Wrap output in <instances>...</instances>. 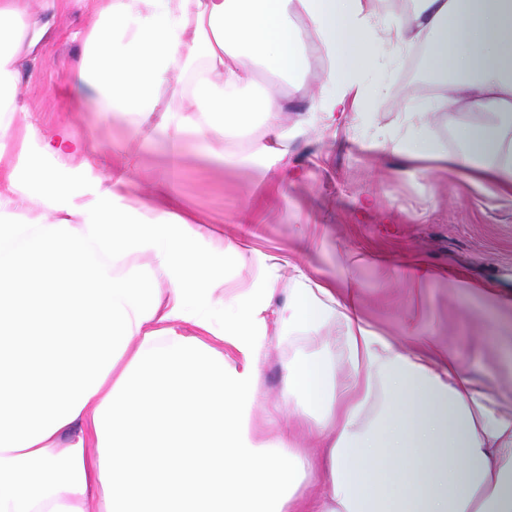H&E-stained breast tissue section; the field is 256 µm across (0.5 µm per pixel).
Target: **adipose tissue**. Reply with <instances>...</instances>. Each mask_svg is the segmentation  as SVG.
I'll use <instances>...</instances> for the list:
<instances>
[{
    "label": "adipose tissue",
    "instance_id": "obj_1",
    "mask_svg": "<svg viewBox=\"0 0 512 512\" xmlns=\"http://www.w3.org/2000/svg\"><path fill=\"white\" fill-rule=\"evenodd\" d=\"M378 2L98 0L71 85L77 120L47 138L18 96L48 27L31 0H0V512H512V411L456 350L427 334L417 350L395 346L356 315L349 282L300 269L272 309L273 256L256 287L215 298L233 243L142 199L134 159L106 173L88 157L120 116L131 138L161 132L178 152L190 133L222 159L259 113L268 136L254 154L287 166L301 129L281 126L274 95H254L256 66L291 78L317 41L328 68L316 110L331 126L365 113L387 37L427 44L424 65L449 92L373 147L412 174L455 170L512 193V0H411L396 17ZM451 105L494 117L462 127L457 152L427 131ZM57 212L68 221L51 222ZM130 255L148 268L114 278ZM272 317L338 330L289 355L285 374L323 453L289 427L253 428Z\"/></svg>",
    "mask_w": 512,
    "mask_h": 512
}]
</instances>
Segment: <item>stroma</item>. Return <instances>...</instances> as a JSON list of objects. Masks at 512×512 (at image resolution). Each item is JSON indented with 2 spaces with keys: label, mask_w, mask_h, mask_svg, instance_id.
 Masks as SVG:
<instances>
[{
  "label": "stroma",
  "mask_w": 512,
  "mask_h": 512,
  "mask_svg": "<svg viewBox=\"0 0 512 512\" xmlns=\"http://www.w3.org/2000/svg\"><path fill=\"white\" fill-rule=\"evenodd\" d=\"M95 0H57L34 11L49 23L53 37L23 69L20 102L45 136H53L72 119L68 63L82 53ZM310 70L298 86L260 74L258 87L272 90L283 110L281 124L305 121L306 131L288 144L289 173L278 175L276 192L252 203L261 165L249 161L264 125L227 145L243 165L208 161L198 146L173 156L162 135L132 140L125 123L100 129L95 157L104 171L120 167L125 154L138 158L134 178L154 194L160 167L171 169L166 196L181 211L216 236L236 243L224 257V290L251 285L257 260L279 259L273 306L285 304L296 283L294 267L330 280H352L364 318L401 347H411L408 323L434 333L455 348L463 369L492 387L512 389V198L470 185L462 175H403V160L370 149L376 128L392 132L404 123L408 99L430 103L441 87L424 65L413 64L406 50L385 43L375 47L376 63L365 82L379 106L376 125L348 118L326 126L310 109V97L325 78L324 58L309 45ZM478 112H438L430 130L443 148L456 151L457 131L483 122ZM364 252L358 265L354 254ZM423 260L439 272L422 285L411 281V263ZM270 347L259 364V407L254 425L271 435L289 417L284 397L288 331L269 322Z\"/></svg>",
  "instance_id": "stroma-1"
}]
</instances>
